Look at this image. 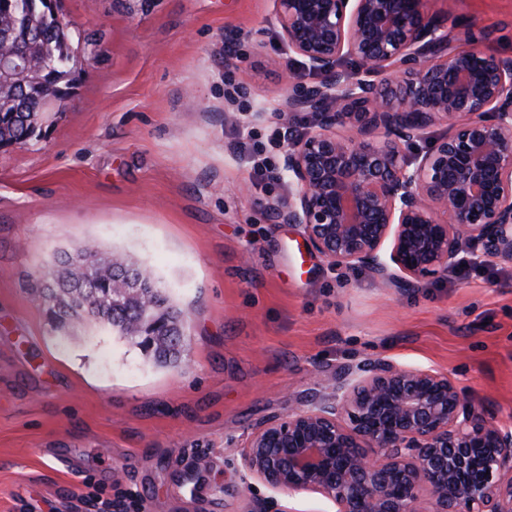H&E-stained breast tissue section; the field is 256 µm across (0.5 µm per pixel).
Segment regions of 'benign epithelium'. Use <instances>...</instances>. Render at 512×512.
I'll return each instance as SVG.
<instances>
[{"label":"benign epithelium","mask_w":512,"mask_h":512,"mask_svg":"<svg viewBox=\"0 0 512 512\" xmlns=\"http://www.w3.org/2000/svg\"><path fill=\"white\" fill-rule=\"evenodd\" d=\"M274 9L284 53L321 78L285 82L282 118L317 122L282 147L291 192L277 217L331 265L369 268L396 288L463 263L464 241L512 262V57L483 50L454 17L443 25L427 0ZM40 74L1 25L0 87L25 93ZM441 122L448 134L402 157ZM239 467L275 495L334 512H512V428L448 373L386 360L251 432Z\"/></svg>","instance_id":"obj_1"}]
</instances>
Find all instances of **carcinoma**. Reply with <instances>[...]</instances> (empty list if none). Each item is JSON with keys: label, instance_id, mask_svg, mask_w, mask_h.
Returning <instances> with one entry per match:
<instances>
[{"label": "carcinoma", "instance_id": "1", "mask_svg": "<svg viewBox=\"0 0 512 512\" xmlns=\"http://www.w3.org/2000/svg\"><path fill=\"white\" fill-rule=\"evenodd\" d=\"M26 0H0V23L15 27L16 37L33 44L32 54L44 64L43 83L47 86L70 88L76 77L72 62L76 36L60 19L45 15L41 8L24 13ZM47 103L36 111V102L30 95L18 97L14 104L0 108V146L28 143L41 136ZM79 264L70 258L49 273L47 280L56 284L53 292L42 288L37 298L48 315L59 326L66 327L61 312V297L74 292L84 293L93 307L76 311L77 317L112 327L129 343L154 357L159 362L175 361L178 349L170 337H184L180 313L170 296L159 288L152 269L146 265L109 259L93 246H84L76 252ZM166 320L164 328L156 324Z\"/></svg>", "mask_w": 512, "mask_h": 512}]
</instances>
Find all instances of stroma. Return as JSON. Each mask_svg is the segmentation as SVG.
Wrapping results in <instances>:
<instances>
[{"mask_svg": "<svg viewBox=\"0 0 512 512\" xmlns=\"http://www.w3.org/2000/svg\"><path fill=\"white\" fill-rule=\"evenodd\" d=\"M79 80L39 141L0 149V512H88L132 490L145 512H251V429L330 397L377 360L435 368L512 424V262L395 288L308 251L279 224L287 180L232 150L266 142L299 71L273 0H61ZM512 57V0H428ZM247 191H239L240 183ZM96 242L150 265L183 312L161 366L111 328H59L35 294L54 258ZM79 457L76 471L44 456ZM235 152L260 180L279 179L278 169L271 158L264 156L258 149L251 151L247 149L246 143L238 141L235 145Z\"/></svg>", "mask_w": 512, "mask_h": 512, "instance_id": "stroma-1", "label": "stroma"}]
</instances>
